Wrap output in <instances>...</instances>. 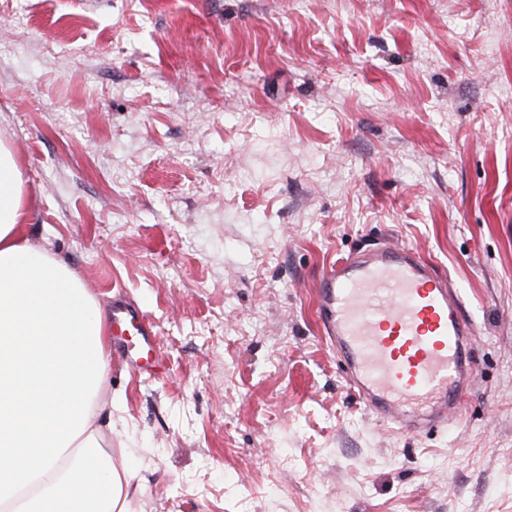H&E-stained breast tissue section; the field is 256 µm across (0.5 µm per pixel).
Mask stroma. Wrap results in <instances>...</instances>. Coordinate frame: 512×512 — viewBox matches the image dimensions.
Listing matches in <instances>:
<instances>
[{"label": "stroma", "mask_w": 512, "mask_h": 512, "mask_svg": "<svg viewBox=\"0 0 512 512\" xmlns=\"http://www.w3.org/2000/svg\"><path fill=\"white\" fill-rule=\"evenodd\" d=\"M30 240L152 320L98 423L132 512H512V0H0ZM395 238L478 379L446 429L348 394L314 289Z\"/></svg>", "instance_id": "stroma-1"}]
</instances>
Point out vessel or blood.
Here are the masks:
<instances>
[{
	"label": "vessel or blood",
	"mask_w": 512,
	"mask_h": 512,
	"mask_svg": "<svg viewBox=\"0 0 512 512\" xmlns=\"http://www.w3.org/2000/svg\"><path fill=\"white\" fill-rule=\"evenodd\" d=\"M319 325L344 365L346 386L372 413L408 432L458 414L478 372L475 328L458 290L411 246L387 243L324 269ZM112 354L152 377L161 365L153 325L123 295L112 298Z\"/></svg>",
	"instance_id": "1"
}]
</instances>
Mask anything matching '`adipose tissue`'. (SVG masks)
<instances>
[{
  "mask_svg": "<svg viewBox=\"0 0 512 512\" xmlns=\"http://www.w3.org/2000/svg\"><path fill=\"white\" fill-rule=\"evenodd\" d=\"M26 180L0 139V490L11 512H127L126 462L95 420L106 317L81 278L26 236Z\"/></svg>",
  "mask_w": 512,
  "mask_h": 512,
  "instance_id": "1",
  "label": "adipose tissue"
}]
</instances>
